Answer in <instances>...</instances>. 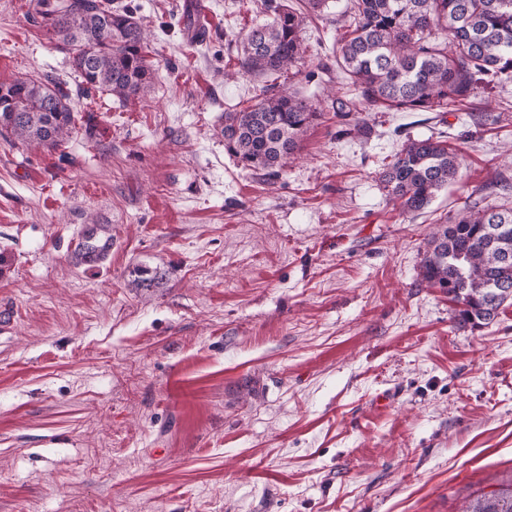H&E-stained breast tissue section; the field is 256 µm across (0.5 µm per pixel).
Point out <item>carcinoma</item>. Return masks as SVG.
I'll list each match as a JSON object with an SVG mask.
<instances>
[{"label":"carcinoma","mask_w":512,"mask_h":512,"mask_svg":"<svg viewBox=\"0 0 512 512\" xmlns=\"http://www.w3.org/2000/svg\"><path fill=\"white\" fill-rule=\"evenodd\" d=\"M268 19L240 42L239 71L254 77L290 76L305 63L307 20L328 0H264ZM32 18L68 51L83 93L120 100L146 95L156 69L141 18L112 0H32ZM336 62L352 99L364 112H459L476 101L467 123L493 122L492 92L512 82V0H353L351 21L336 43ZM321 109L297 89L274 83L255 102L224 113L225 151L241 165L279 176L300 148ZM75 127L69 91L55 80L19 77L0 82V136L14 146L54 150ZM461 162L441 140L407 138L379 172L387 196L406 213L430 205L458 180ZM512 188L506 177L466 197L458 215L431 233L422 280L457 303L454 319L482 327L512 303V206L497 202ZM112 251L109 225L92 220L78 234L73 257L95 265ZM461 512H512V482L470 501Z\"/></svg>","instance_id":"cac0c4a2"}]
</instances>
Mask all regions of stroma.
<instances>
[{"label": "stroma", "mask_w": 512, "mask_h": 512, "mask_svg": "<svg viewBox=\"0 0 512 512\" xmlns=\"http://www.w3.org/2000/svg\"><path fill=\"white\" fill-rule=\"evenodd\" d=\"M29 3L0 0V82L65 83L76 131L0 138V512H461L512 479V305L463 328L421 278L434 225L512 177V120L368 112L342 135L351 0H328L293 79L324 117L271 178L221 134L262 87L237 60L262 0H207L198 42L185 0H112L158 71L123 101L80 92ZM409 136L464 152L416 213L376 177ZM91 217L112 230L93 270L72 255Z\"/></svg>", "instance_id": "1"}]
</instances>
